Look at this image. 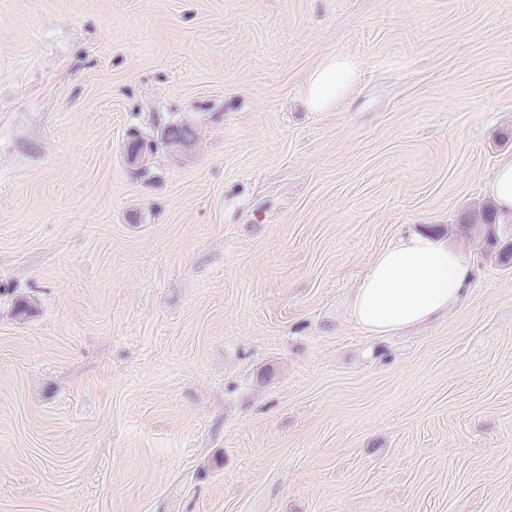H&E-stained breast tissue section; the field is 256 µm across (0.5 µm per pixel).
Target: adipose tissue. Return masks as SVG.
Returning <instances> with one entry per match:
<instances>
[{"label":"adipose tissue","instance_id":"1","mask_svg":"<svg viewBox=\"0 0 512 512\" xmlns=\"http://www.w3.org/2000/svg\"><path fill=\"white\" fill-rule=\"evenodd\" d=\"M356 79L353 62L327 58L310 74L303 102L327 112ZM471 266L464 253L430 232H413L374 255L354 293L351 316L369 335L390 336L431 323L461 300Z\"/></svg>","mask_w":512,"mask_h":512}]
</instances>
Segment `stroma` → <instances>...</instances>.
<instances>
[{
    "mask_svg": "<svg viewBox=\"0 0 512 512\" xmlns=\"http://www.w3.org/2000/svg\"><path fill=\"white\" fill-rule=\"evenodd\" d=\"M511 158L512 0H0V512H512V264L450 231ZM425 228L461 303L369 336ZM356 79L353 62L343 56L327 58L310 74L303 102L310 112H328L342 99ZM160 141L175 156H187L197 148L199 135L190 124H167L156 139H147L138 133H130L124 145V156L129 165L139 169L146 164L155 142ZM471 266L464 253L430 232H411L374 255L351 303V316L371 336L429 324L461 300Z\"/></svg>",
    "mask_w": 512,
    "mask_h": 512,
    "instance_id": "35a3bbf8",
    "label": "stroma"
}]
</instances>
